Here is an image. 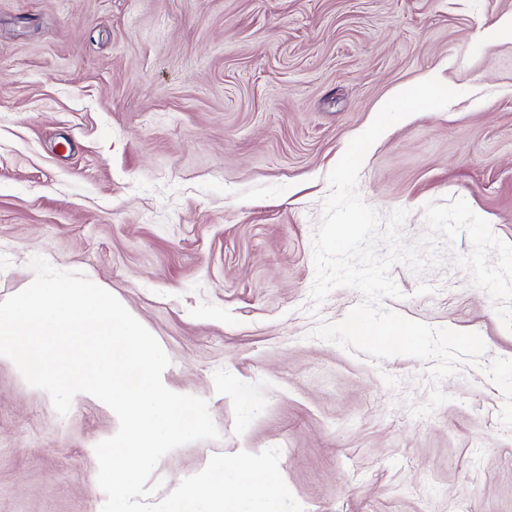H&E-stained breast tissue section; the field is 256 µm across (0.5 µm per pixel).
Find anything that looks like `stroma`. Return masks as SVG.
Listing matches in <instances>:
<instances>
[{"label": "stroma", "instance_id": "35a3bbf8", "mask_svg": "<svg viewBox=\"0 0 512 512\" xmlns=\"http://www.w3.org/2000/svg\"><path fill=\"white\" fill-rule=\"evenodd\" d=\"M512 0H0V300L33 256L111 292L170 359L169 390L207 400L219 431L164 455L161 500L217 454L281 450L304 512H512V331L456 262L390 276L384 307L478 333L441 383L432 361L380 362L312 337L361 300L308 313L327 174L402 89L461 91L367 152L362 199L409 215L465 200L512 243ZM103 402L59 416L0 360V512H102Z\"/></svg>", "mask_w": 512, "mask_h": 512}]
</instances>
